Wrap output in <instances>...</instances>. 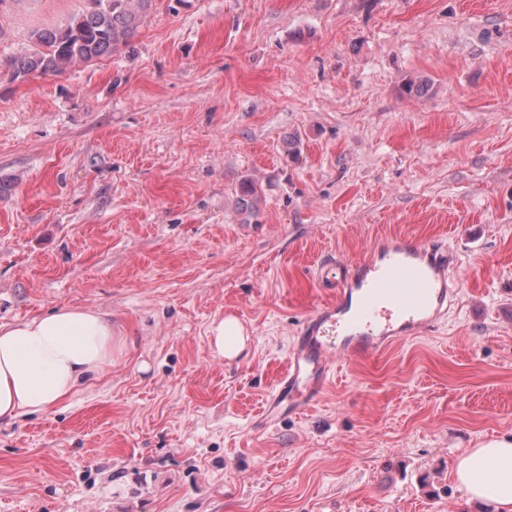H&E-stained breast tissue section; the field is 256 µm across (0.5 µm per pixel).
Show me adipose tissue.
Segmentation results:
<instances>
[{
    "mask_svg": "<svg viewBox=\"0 0 512 512\" xmlns=\"http://www.w3.org/2000/svg\"><path fill=\"white\" fill-rule=\"evenodd\" d=\"M112 362V325L97 312L62 308L0 330V419L45 410ZM452 475L473 499L512 512V440L459 457Z\"/></svg>",
    "mask_w": 512,
    "mask_h": 512,
    "instance_id": "adipose-tissue-1",
    "label": "adipose tissue"
}]
</instances>
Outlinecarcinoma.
<instances>
[{
	"mask_svg": "<svg viewBox=\"0 0 512 512\" xmlns=\"http://www.w3.org/2000/svg\"><path fill=\"white\" fill-rule=\"evenodd\" d=\"M86 11L57 28L31 33L29 48L6 60L16 81L29 75H59L80 63H90L130 47V39L146 21L152 0H89ZM258 199L253 185L242 187L239 210L254 216Z\"/></svg>",
	"mask_w": 512,
	"mask_h": 512,
	"instance_id": "1",
	"label": "carcinoma"
}]
</instances>
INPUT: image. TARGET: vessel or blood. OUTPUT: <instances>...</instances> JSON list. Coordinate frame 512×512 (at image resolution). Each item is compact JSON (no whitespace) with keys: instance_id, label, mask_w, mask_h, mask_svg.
Masks as SVG:
<instances>
[{"instance_id":"obj_1","label":"vessel or blood","mask_w":512,"mask_h":512,"mask_svg":"<svg viewBox=\"0 0 512 512\" xmlns=\"http://www.w3.org/2000/svg\"><path fill=\"white\" fill-rule=\"evenodd\" d=\"M454 268L447 247L398 236L378 240L353 263L322 264L336 296L301 323L256 427L299 415L317 399L333 370L332 354L359 358L436 324L454 293Z\"/></svg>"}]
</instances>
